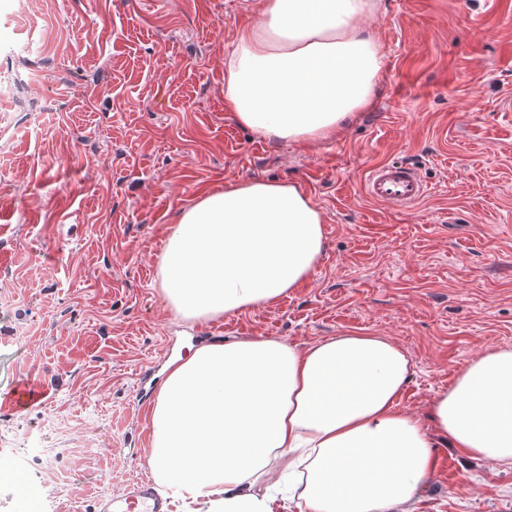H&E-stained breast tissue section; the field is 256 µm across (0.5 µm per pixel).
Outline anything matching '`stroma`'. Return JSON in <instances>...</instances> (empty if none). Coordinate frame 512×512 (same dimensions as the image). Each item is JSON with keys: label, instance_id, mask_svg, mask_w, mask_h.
Listing matches in <instances>:
<instances>
[{"label": "stroma", "instance_id": "1", "mask_svg": "<svg viewBox=\"0 0 512 512\" xmlns=\"http://www.w3.org/2000/svg\"><path fill=\"white\" fill-rule=\"evenodd\" d=\"M258 0H9L0 7V512H94L150 475L147 410L170 359L217 340L306 347L383 336L436 394L490 346L512 347V0H381L372 105L307 148L262 138L224 107V58ZM413 165L405 210L363 190ZM264 178L324 215L311 278L276 304L191 320L160 261L199 193ZM36 393L21 409L18 388ZM416 512H512V465L467 464L434 434ZM364 191L373 201L402 210L422 200L428 188L414 167L403 162L389 161L368 170Z\"/></svg>", "mask_w": 512, "mask_h": 512}]
</instances>
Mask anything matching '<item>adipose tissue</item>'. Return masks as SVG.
<instances>
[{"instance_id": "ef3b65f1", "label": "adipose tissue", "mask_w": 512, "mask_h": 512, "mask_svg": "<svg viewBox=\"0 0 512 512\" xmlns=\"http://www.w3.org/2000/svg\"><path fill=\"white\" fill-rule=\"evenodd\" d=\"M224 61V105L261 137L309 143L367 107L382 54L365 21L378 0H259ZM323 216L295 184L245 179L183 211L160 261L164 298L189 319L277 303L314 273ZM411 362L382 336L298 348L267 337L172 360L147 418L149 465L180 489L174 512H284L259 481L295 473L305 512H413L433 432L463 461L512 465V348L458 372L423 423L401 409Z\"/></svg>"}]
</instances>
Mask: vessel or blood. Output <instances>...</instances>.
I'll list each match as a JSON object with an SVG mask.
<instances>
[{"instance_id":"b4317fda","label":"vessel or blood","mask_w":512,"mask_h":512,"mask_svg":"<svg viewBox=\"0 0 512 512\" xmlns=\"http://www.w3.org/2000/svg\"><path fill=\"white\" fill-rule=\"evenodd\" d=\"M364 191L373 201L395 210L409 208L428 191L417 170L403 162H384L370 168ZM97 512H169V496L147 479L127 485L122 492L98 500Z\"/></svg>"}]
</instances>
